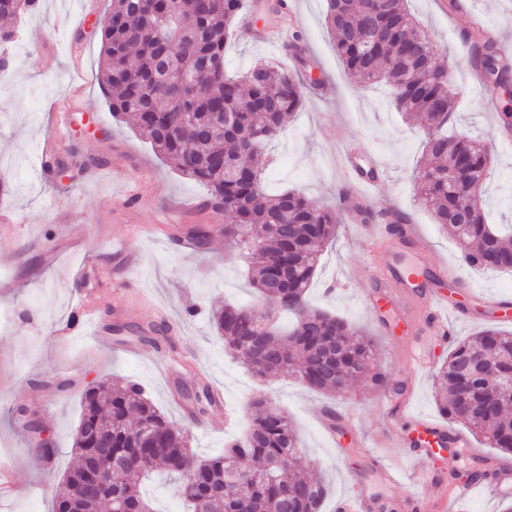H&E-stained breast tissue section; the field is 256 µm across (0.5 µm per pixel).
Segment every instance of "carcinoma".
Segmentation results:
<instances>
[{"mask_svg": "<svg viewBox=\"0 0 512 512\" xmlns=\"http://www.w3.org/2000/svg\"><path fill=\"white\" fill-rule=\"evenodd\" d=\"M325 23L344 71L363 85L386 82L396 109L434 134L426 139L432 162L418 171L423 200L437 223L461 242L462 260L493 272L512 271V233L487 223L480 194L490 175L484 144L446 132L453 122L455 93L448 70L431 52L425 33L406 9V0H326ZM38 7V0H0V19ZM245 0H112L101 21L100 79L112 93V114L128 116L137 132L181 174L207 187L206 206L228 211L224 239L243 258L256 295L271 306L272 333L262 336L265 355L241 332L254 306L227 303L212 324L224 349L261 379L291 371L312 389L340 393L366 375L377 360L372 340L344 319L310 308L307 294L319 256L336 239V210L294 190L268 193L255 168L257 153L285 131L289 114L303 104L307 86L302 36L291 55L300 67L255 66L239 78L224 73V52ZM180 32L167 48V33ZM470 68L486 90L512 103V60L482 28L464 34ZM447 122H441V114ZM466 167L448 180V158ZM339 336L327 352L322 337ZM499 347L496 369L512 366V331L485 329L459 343L436 374L441 411L451 422L479 432L488 444L512 453V397L485 399L466 380L462 364L479 345ZM84 424L112 420V486L83 506L100 512L112 496L132 512H153L141 483L164 472L193 512H320L323 481L296 469L298 441L282 411L259 394L252 400L246 433L224 453L199 457L184 430L144 396L133 382L87 388L81 405ZM76 463L64 476L52 512H67L78 493L77 479L89 459L82 429L75 433ZM150 449L144 465H126L134 448Z\"/></svg>", "mask_w": 512, "mask_h": 512, "instance_id": "obj_1", "label": "carcinoma"}]
</instances>
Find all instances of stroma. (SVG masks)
<instances>
[{
    "label": "stroma",
    "mask_w": 512,
    "mask_h": 512,
    "mask_svg": "<svg viewBox=\"0 0 512 512\" xmlns=\"http://www.w3.org/2000/svg\"><path fill=\"white\" fill-rule=\"evenodd\" d=\"M442 0H407V7L429 35L436 59L450 66L458 96L461 130L490 146L491 176L482 195L491 223L512 224V135L499 128L501 107L484 103L471 89L472 72L463 35L474 16L495 24L512 43V8L504 0H465L463 11L447 15ZM109 0H40L39 7L12 22L16 36L0 68V469L13 476L12 490L0 496V512H51L64 473L74 463V433L85 390L100 382L131 381L190 437L203 457L223 451L248 424V404L264 394L294 423L301 441L297 467L329 486L322 512L357 481L381 502L382 512H405L407 497L436 500L490 468L512 467V457L488 447L467 427L478 460L470 468L446 464L440 484L419 487L418 465L409 449L395 445L382 454L403 474L400 484H385L358 440H373L392 428L377 398L382 386L364 377L347 392L331 396L311 390L289 375L261 381L228 357L211 322L225 302L251 303L244 265L224 240L227 213L203 206L207 189L171 169L127 123L112 115L100 88L101 35L97 22ZM294 28L323 78V94L306 88L299 112L287 118L285 136L260 159L265 187L294 188L306 197L337 207L338 189L350 184L340 170L345 148L378 160L384 175L379 208L404 212L417 241L447 262L466 288L456 298L472 307L471 293L512 299V272L467 268L459 243L437 224L419 198L416 169L425 133L405 121L390 103L385 84L367 87L348 79L325 25L326 0H291ZM68 16L72 29L57 25ZM266 59L292 67L279 43L239 28L225 56L228 74ZM83 105L75 113L56 155L66 169H44L40 148L69 93ZM208 235L206 247L179 243L193 225ZM353 223H341L336 240L320 257L310 288L312 305L362 328L379 352L384 386L401 384L415 416L444 422L434 399L433 377L446 360L451 342L432 337L416 304L407 311L408 332L392 335L368 313L365 301L376 284L367 276V250L356 241ZM94 258L81 284L75 267ZM83 289L98 302L97 317L117 325L118 335L95 337L86 323L70 335L59 326L74 313L73 291ZM166 333L159 345L140 343L144 328ZM429 342L427 366H415L413 345ZM67 382L58 390V382ZM214 385L223 403L208 407L203 429L190 423L187 389ZM233 422L224 419L225 408ZM332 408L349 443L336 449L322 421ZM37 416L39 434L22 428V413ZM56 450L52 462L36 451L39 440Z\"/></svg>",
    "instance_id": "35a3bbf8"
}]
</instances>
